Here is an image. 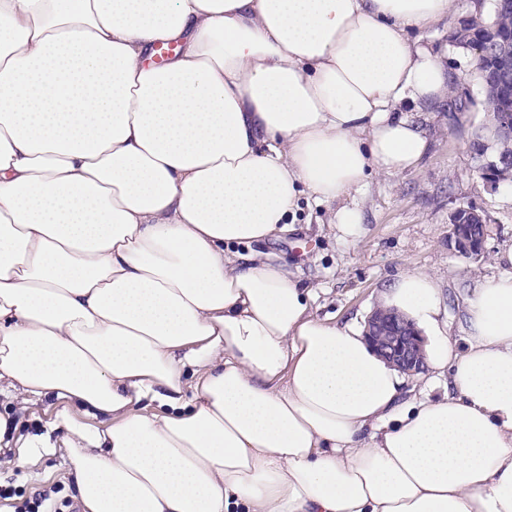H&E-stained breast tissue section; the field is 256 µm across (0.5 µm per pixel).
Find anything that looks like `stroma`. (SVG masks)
Returning a JSON list of instances; mask_svg holds the SVG:
<instances>
[{"mask_svg": "<svg viewBox=\"0 0 512 512\" xmlns=\"http://www.w3.org/2000/svg\"><path fill=\"white\" fill-rule=\"evenodd\" d=\"M495 0H454L448 18L417 36L436 53L453 83L447 102L420 113L428 148L416 166L404 173L372 176L358 204L363 214L358 237L339 238L328 224L327 206L300 203L293 229L267 243L277 261L299 269L316 295L320 319L365 326L379 307L382 288L407 270L430 275L445 297L443 321L457 346H464L465 298L478 280L499 276L497 261L512 246V182L490 185L475 172L470 150L473 135L489 114L483 86L469 51L448 40L462 20L489 19ZM466 98L465 110L449 106ZM472 206L488 220L489 232L480 259L461 256L450 244V219L457 207ZM61 485L75 497V478L63 452L40 456L22 467L0 466V512H16L34 491Z\"/></svg>", "mask_w": 512, "mask_h": 512, "instance_id": "35a3bbf8", "label": "stroma"}]
</instances>
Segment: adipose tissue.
<instances>
[{"label":"adipose tissue","mask_w":512,"mask_h":512,"mask_svg":"<svg viewBox=\"0 0 512 512\" xmlns=\"http://www.w3.org/2000/svg\"><path fill=\"white\" fill-rule=\"evenodd\" d=\"M451 7L0 0V397L63 433L0 416V456L64 448L84 512H512V272L461 349L432 278L383 290L448 380L407 400L264 249L304 194L356 237L416 165L450 77L412 34ZM57 406L52 401L42 400L23 406L8 407L12 417H15L24 434H34L44 431L54 418Z\"/></svg>","instance_id":"adipose-tissue-1"}]
</instances>
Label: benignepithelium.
Here are the masks:
<instances>
[{"label":"benign epithelium","instance_id":"obj_1","mask_svg":"<svg viewBox=\"0 0 512 512\" xmlns=\"http://www.w3.org/2000/svg\"><path fill=\"white\" fill-rule=\"evenodd\" d=\"M470 149L477 158L476 173L488 183L497 182L498 163L485 157L482 145L474 141ZM481 225V234L473 236L469 225ZM488 232L487 219L473 207H459L451 219L450 239L455 249L467 258L479 257ZM366 336L382 355L403 371L420 370L423 366V342L419 333L394 312L377 311L368 320Z\"/></svg>","mask_w":512,"mask_h":512}]
</instances>
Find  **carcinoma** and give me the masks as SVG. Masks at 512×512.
Segmentation results:
<instances>
[{
    "label": "carcinoma",
    "mask_w": 512,
    "mask_h": 512,
    "mask_svg": "<svg viewBox=\"0 0 512 512\" xmlns=\"http://www.w3.org/2000/svg\"><path fill=\"white\" fill-rule=\"evenodd\" d=\"M448 39L455 43L461 42L479 60L478 72L481 82H487L486 90L488 105L494 109L512 106V93L509 88L500 84L498 73L493 69L494 62L489 60V53L512 55V9L495 6L492 17L484 22H475L461 30H454ZM495 156L506 160L503 169L497 172V179L512 177V138L497 137L493 143Z\"/></svg>",
    "instance_id": "carcinoma-1"
}]
</instances>
